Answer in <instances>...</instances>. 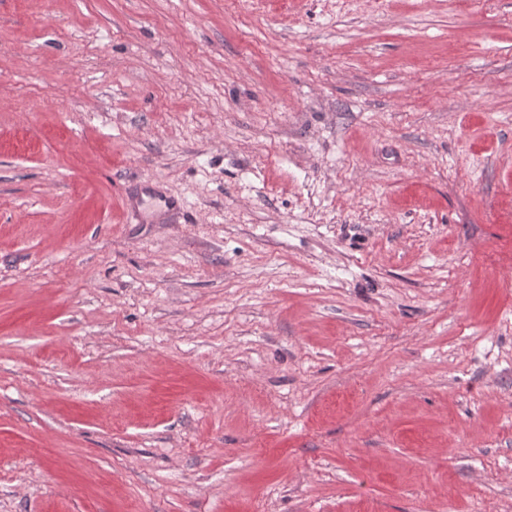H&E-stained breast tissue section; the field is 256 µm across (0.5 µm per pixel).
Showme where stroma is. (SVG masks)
Here are the masks:
<instances>
[{
    "label": "stroma",
    "instance_id": "35a3bbf8",
    "mask_svg": "<svg viewBox=\"0 0 512 512\" xmlns=\"http://www.w3.org/2000/svg\"><path fill=\"white\" fill-rule=\"evenodd\" d=\"M0 512H512V0H0Z\"/></svg>",
    "mask_w": 512,
    "mask_h": 512
}]
</instances>
